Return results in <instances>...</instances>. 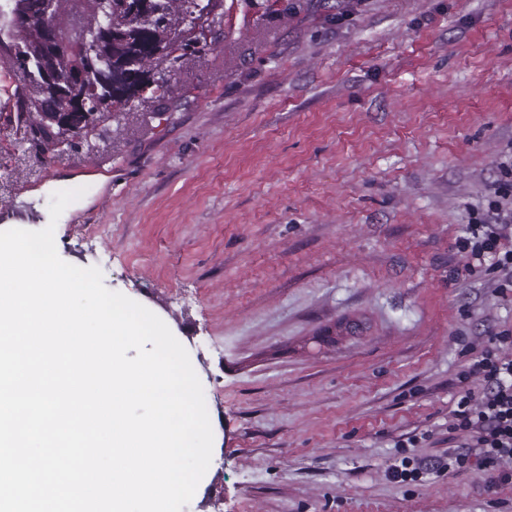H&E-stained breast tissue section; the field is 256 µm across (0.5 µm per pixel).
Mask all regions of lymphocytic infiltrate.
Wrapping results in <instances>:
<instances>
[{
    "label": "lymphocytic infiltrate",
    "mask_w": 512,
    "mask_h": 512,
    "mask_svg": "<svg viewBox=\"0 0 512 512\" xmlns=\"http://www.w3.org/2000/svg\"><path fill=\"white\" fill-rule=\"evenodd\" d=\"M498 179L483 207L472 210L454 243L462 258L449 285L486 273L493 291L512 298V155L497 165ZM461 389L448 417V450L436 461L397 459L392 477L422 481L428 473L481 472L487 489L512 484V325L489 327L479 345L465 349L458 371Z\"/></svg>",
    "instance_id": "f902f5d3"
}]
</instances>
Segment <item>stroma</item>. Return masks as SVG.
<instances>
[{
	"label": "stroma",
	"instance_id": "obj_1",
	"mask_svg": "<svg viewBox=\"0 0 512 512\" xmlns=\"http://www.w3.org/2000/svg\"><path fill=\"white\" fill-rule=\"evenodd\" d=\"M279 6L224 0L171 99L47 166L0 68V209L188 351L214 443L181 512H512L476 471L387 473L446 449L463 348L512 321L484 275L448 285L512 146V0Z\"/></svg>",
	"mask_w": 512,
	"mask_h": 512
}]
</instances>
